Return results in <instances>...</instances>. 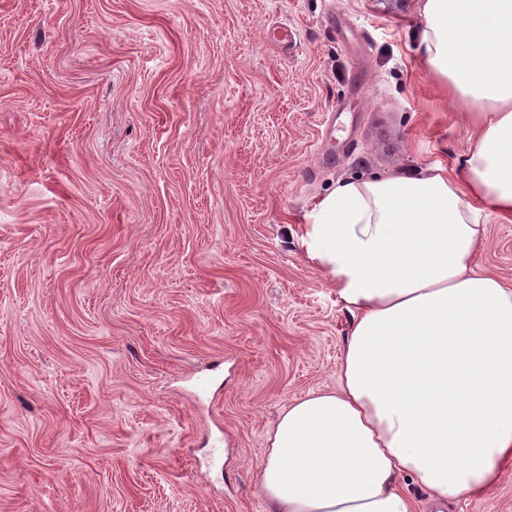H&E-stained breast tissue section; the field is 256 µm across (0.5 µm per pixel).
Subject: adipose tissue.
<instances>
[{"label": "adipose tissue", "instance_id": "adipose-tissue-1", "mask_svg": "<svg viewBox=\"0 0 512 512\" xmlns=\"http://www.w3.org/2000/svg\"><path fill=\"white\" fill-rule=\"evenodd\" d=\"M417 51L473 144L457 172L340 180L300 246L352 316L335 389L289 401L257 466L268 512H413L512 463V287L479 270L512 214V0H424Z\"/></svg>", "mask_w": 512, "mask_h": 512}]
</instances>
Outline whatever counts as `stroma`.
<instances>
[{
    "label": "stroma",
    "instance_id": "stroma-1",
    "mask_svg": "<svg viewBox=\"0 0 512 512\" xmlns=\"http://www.w3.org/2000/svg\"><path fill=\"white\" fill-rule=\"evenodd\" d=\"M421 24V0H0V512H267V433L335 387L352 321L300 247L312 205L471 146ZM482 222L512 286V215ZM446 512H512V466Z\"/></svg>",
    "mask_w": 512,
    "mask_h": 512
}]
</instances>
